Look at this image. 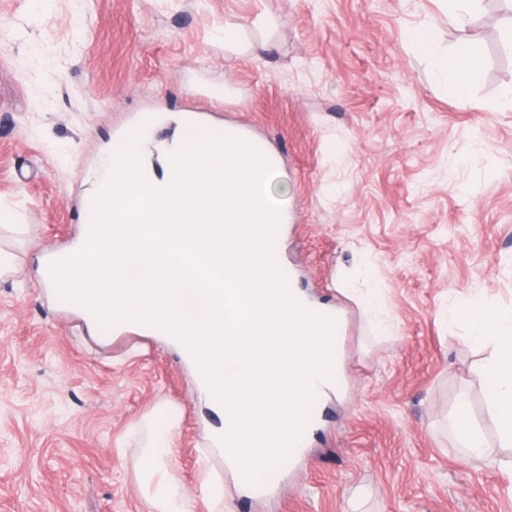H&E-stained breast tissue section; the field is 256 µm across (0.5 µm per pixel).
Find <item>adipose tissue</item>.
<instances>
[{
	"label": "adipose tissue",
	"mask_w": 512,
	"mask_h": 512,
	"mask_svg": "<svg viewBox=\"0 0 512 512\" xmlns=\"http://www.w3.org/2000/svg\"><path fill=\"white\" fill-rule=\"evenodd\" d=\"M413 47L428 61L434 78L449 95L466 96L483 77V64L468 42H461L453 52L437 47L438 26L427 21L406 34ZM454 316L468 321L471 339L480 343L492 339L495 355L482 373L487 396L495 415L502 441L512 446V308L493 309L478 298L455 307ZM145 464L155 476V489L150 497L152 512H187L181 503L176 481L164 470L167 458V429L146 422Z\"/></svg>",
	"instance_id": "1"
}]
</instances>
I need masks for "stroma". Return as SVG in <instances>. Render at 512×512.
I'll return each mask as SVG.
<instances>
[{"mask_svg": "<svg viewBox=\"0 0 512 512\" xmlns=\"http://www.w3.org/2000/svg\"><path fill=\"white\" fill-rule=\"evenodd\" d=\"M275 18L261 28L258 17ZM477 0H0V512H151L143 419L178 422L169 455L188 512H512L503 447L479 377L492 344L450 306L512 307V60L506 20ZM438 19L482 81L454 98L407 31ZM241 25L260 56L220 35ZM151 112L234 122L281 157L288 287L341 311L337 391L319 398L303 458L263 495L207 441L180 355L56 304L46 254L72 245L113 140ZM378 290V314L358 294ZM480 426L474 459L459 395ZM239 28L240 26L237 24H231L225 22L224 24V45L225 48L238 52L241 50H249L253 54L260 55L261 53L267 51L268 45L266 43H249L245 46L239 45ZM468 398L460 395L456 407V432L465 448L475 457H479L484 447V437L481 430L468 419Z\"/></svg>", "mask_w": 512, "mask_h": 512, "instance_id": "1", "label": "stroma"}]
</instances>
